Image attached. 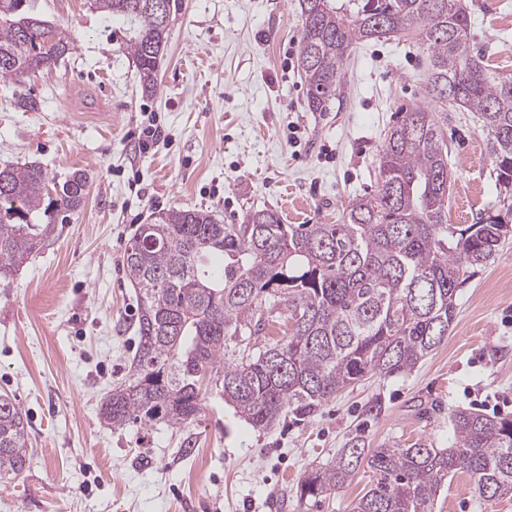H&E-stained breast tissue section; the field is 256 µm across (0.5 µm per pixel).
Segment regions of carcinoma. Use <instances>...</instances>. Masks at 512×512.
<instances>
[{
  "instance_id": "obj_1",
  "label": "carcinoma",
  "mask_w": 512,
  "mask_h": 512,
  "mask_svg": "<svg viewBox=\"0 0 512 512\" xmlns=\"http://www.w3.org/2000/svg\"><path fill=\"white\" fill-rule=\"evenodd\" d=\"M106 22L135 25L128 50L144 87L156 83L173 0H94ZM298 65L307 106L339 95L340 63L356 45L411 33L428 53V101L385 135L378 191L355 200L339 224H284L269 209L225 224L205 210L172 208L139 225L123 266L140 301L129 377L100 418L115 428L189 424L208 388L257 430L304 418L369 376H400L448 336L460 288L512 238V81L470 50L466 0H299ZM71 38L0 0V79L18 80L69 53ZM444 105L440 112L430 103ZM451 112L482 122L501 208L471 224L448 223ZM87 177L60 182L37 164L0 169V276L54 231L50 211L78 209ZM450 447L367 448L352 439L306 472L299 498L315 499L370 473L353 512H431L455 474L486 501L512 497V418L466 410L452 418ZM28 424L0 394V479L26 468Z\"/></svg>"
}]
</instances>
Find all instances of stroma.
Masks as SVG:
<instances>
[{
    "label": "stroma",
    "mask_w": 512,
    "mask_h": 512,
    "mask_svg": "<svg viewBox=\"0 0 512 512\" xmlns=\"http://www.w3.org/2000/svg\"><path fill=\"white\" fill-rule=\"evenodd\" d=\"M70 34L56 65L0 80V168L36 163L89 177L82 206L54 217L43 247L0 279V394L21 408L27 467L0 481V512H352L367 474L301 501L306 470L355 436L366 447L436 448L468 410L512 418V245L470 278L441 344L408 374L375 375L307 419L259 431L218 392L187 427L105 424L102 400L136 351L139 299L123 253L139 225L173 207L226 224L255 209L288 224H337L377 186V158L399 110L424 102L426 52L405 36L354 47L326 111H310L297 60L298 0H175L152 91L123 46L128 24L103 22L93 0H29ZM471 45L512 80V0H468ZM30 96L36 112L16 106ZM165 129L138 149L148 117ZM298 141H291V134ZM454 172L448 220L498 207L486 138L470 113L446 130ZM381 398L382 412L365 405ZM432 512H512L479 499L468 473Z\"/></svg>",
    "instance_id": "35a3bbf8"
}]
</instances>
